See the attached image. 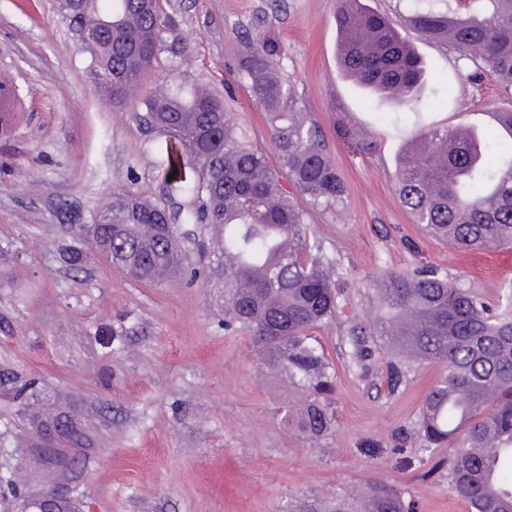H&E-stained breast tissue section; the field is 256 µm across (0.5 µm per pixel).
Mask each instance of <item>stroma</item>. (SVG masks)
I'll use <instances>...</instances> for the list:
<instances>
[{"instance_id":"35a3bbf8","label":"stroma","mask_w":512,"mask_h":512,"mask_svg":"<svg viewBox=\"0 0 512 512\" xmlns=\"http://www.w3.org/2000/svg\"><path fill=\"white\" fill-rule=\"evenodd\" d=\"M189 52L178 60L186 84L223 96L240 127L270 151V123L233 72L242 34L276 41L271 70L321 131L343 176L348 202L339 216L311 211L307 232L336 260L340 318L311 329L335 373L336 422L311 440L284 415L305 388L268 367L248 331L224 330V293L208 274L162 285L126 277L98 257L79 231L103 198L136 183L166 203L178 190L158 169L139 126L142 90L159 89L163 71L146 76L126 104L112 105L86 77L81 48L57 0H0V71H9L27 104L23 121L0 134V372L14 373L45 407L65 404L91 442L67 453L66 467L38 470L30 496L65 482L70 512H307L379 481L397 483L416 512H471L435 465H399L419 448L412 433L441 368L411 373L397 392L386 380L392 355L369 339L366 372L351 364L345 331L379 314L372 283L386 269L423 261L478 294L489 306L512 297V266L487 265L424 233L394 191L397 156L422 129L494 127L512 109L491 80L462 78L466 66L442 43L413 36L434 70L426 103L399 109L374 100L336 62L337 0H163ZM376 142L362 155L358 142ZM80 265L66 260L70 251ZM37 437L19 402L0 398V479L33 468L18 445Z\"/></svg>"}]
</instances>
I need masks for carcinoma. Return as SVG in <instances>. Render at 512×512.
I'll list each match as a JSON object with an SVG mask.
<instances>
[{
    "instance_id": "cac0c4a2",
    "label": "carcinoma",
    "mask_w": 512,
    "mask_h": 512,
    "mask_svg": "<svg viewBox=\"0 0 512 512\" xmlns=\"http://www.w3.org/2000/svg\"><path fill=\"white\" fill-rule=\"evenodd\" d=\"M99 0L81 4L84 26L101 47L90 74L114 104L154 70L161 54L176 60L188 52L177 21L159 17L148 0ZM336 58L343 75L397 107L422 102L429 68L417 56L407 32L443 42L473 65L465 78H490L512 92V0H467L464 10L417 9L393 21L339 0ZM277 43L245 37L234 71L267 112L279 167L238 125L224 99L203 86L179 83L167 69L166 94L145 93L136 119L149 137L176 141L184 154L162 148L160 166L183 196L177 208L147 200L131 183L113 190L94 218L95 248L112 251L122 272L149 282L169 280L192 265L180 247L181 224L224 229L202 255L210 275L224 288V331L247 330L266 363L304 387L313 398L286 410L307 437L332 426L330 403L320 394L334 375L307 331L339 317L340 294L334 264L306 234L308 212L290 201L336 215L344 210L347 187L292 89L268 67ZM497 128L473 133L450 154L431 143L450 131L426 129L398 158L395 192L413 223L423 231L471 252L512 245V110L496 113ZM188 165L194 177L181 176ZM286 172L292 190L284 188ZM374 288L384 306L377 322H350L347 336L353 363L365 370L367 337L383 336L397 355L387 378L398 391L410 371L437 364L442 373L422 406L417 452L448 448V478L472 512H512V300L493 311L476 294L448 280L438 268L421 264L405 274L386 270ZM28 415L46 430L60 428L61 448H82L84 429L64 413L43 417L35 404ZM328 512H405L397 484L378 482L364 497L336 500Z\"/></svg>"
}]
</instances>
